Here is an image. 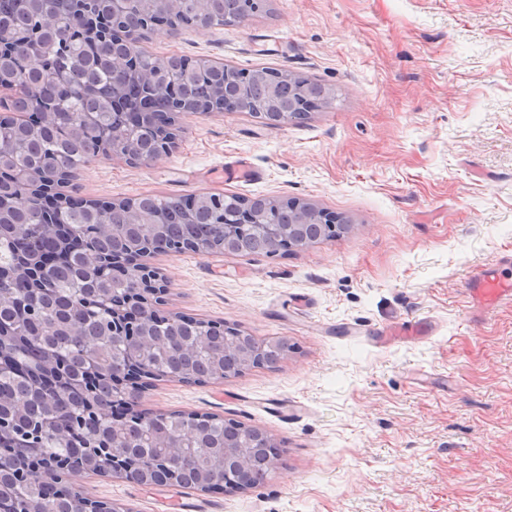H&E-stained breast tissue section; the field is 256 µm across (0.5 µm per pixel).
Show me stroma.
<instances>
[{
  "instance_id": "35a3bbf8",
  "label": "stroma",
  "mask_w": 512,
  "mask_h": 512,
  "mask_svg": "<svg viewBox=\"0 0 512 512\" xmlns=\"http://www.w3.org/2000/svg\"><path fill=\"white\" fill-rule=\"evenodd\" d=\"M139 50L298 72L331 88L306 123L181 116L168 154L100 157L67 194L234 193L348 217L347 237L284 255L148 256L163 309L287 339L273 368L152 382L146 412L213 413L281 445L264 483L203 493L89 475L132 512H512V0H271L244 25L146 31ZM247 161L252 181L224 165ZM408 321L426 334L376 343ZM472 298L478 304L492 305L504 300L512 302V280H505L493 273L481 271L472 276Z\"/></svg>"
}]
</instances>
